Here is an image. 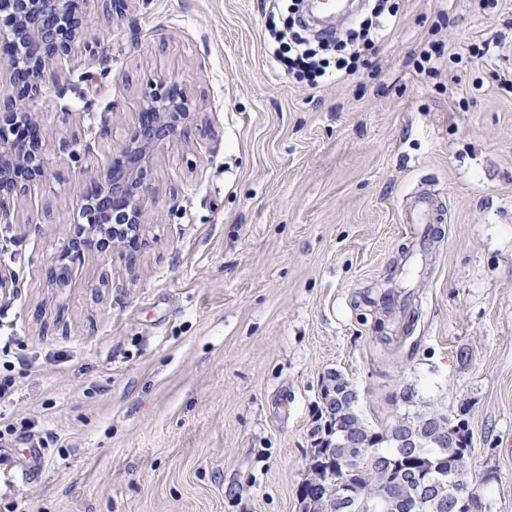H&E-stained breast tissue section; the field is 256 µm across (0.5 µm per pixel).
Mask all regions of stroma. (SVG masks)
<instances>
[{
    "label": "stroma",
    "mask_w": 512,
    "mask_h": 512,
    "mask_svg": "<svg viewBox=\"0 0 512 512\" xmlns=\"http://www.w3.org/2000/svg\"><path fill=\"white\" fill-rule=\"evenodd\" d=\"M369 65L314 89L274 69L263 0L91 5L103 56H75L25 101L56 139L45 175L0 223V512H302L321 385L341 372L371 423L404 386L472 432L495 473L483 512H512V0H392ZM436 40L437 75L413 55ZM488 54L452 62L465 44ZM195 117L159 154L146 246L71 260L89 178L126 137L148 76ZM114 109L111 134L100 115ZM441 219L420 252L409 199ZM46 448H42L36 442L32 447L28 448L26 457L28 458L27 465L20 470V477L24 481L35 479L41 469L46 455Z\"/></svg>",
    "instance_id": "stroma-1"
}]
</instances>
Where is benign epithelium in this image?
I'll return each instance as SVG.
<instances>
[{
	"instance_id": "7a95c632",
	"label": "benign epithelium",
	"mask_w": 512,
	"mask_h": 512,
	"mask_svg": "<svg viewBox=\"0 0 512 512\" xmlns=\"http://www.w3.org/2000/svg\"><path fill=\"white\" fill-rule=\"evenodd\" d=\"M90 0H0V68H6L17 99L0 103V222L8 224L15 203L27 183L45 173L44 156L68 150L56 142L17 101L40 91L59 66L77 49V30L84 26L79 3ZM191 119L190 100L184 89L166 78L151 79L143 93L137 123L125 142L91 180L80 209L86 225L81 239L71 236L64 253L50 268L49 278L62 285L69 277L65 260L98 250L97 238L106 233L110 250H134L142 244L144 213L141 199L148 190L154 164L164 146L181 137ZM472 503L467 485L452 484L448 507Z\"/></svg>"
}]
</instances>
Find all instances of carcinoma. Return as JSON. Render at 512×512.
I'll return each instance as SVG.
<instances>
[{"label":"carcinoma","mask_w":512,"mask_h":512,"mask_svg":"<svg viewBox=\"0 0 512 512\" xmlns=\"http://www.w3.org/2000/svg\"><path fill=\"white\" fill-rule=\"evenodd\" d=\"M419 394L412 386H406L396 394V401L405 407V413L396 415L389 421L372 425L362 416H353V403L349 400L337 401L336 409H329L325 402H320L317 410L316 425L312 430L313 439L310 467L320 469L319 481L309 483L305 490L313 501H323L333 491L345 489L355 494L354 507L357 512H378L373 507L375 497L380 493L377 480L383 473L391 475V479L410 478L418 485H425L431 480L442 476L477 487L469 475L468 466L460 463L470 457L469 444L466 442L468 422L463 418L448 419V425L460 433V440L453 446L429 444L424 447L425 458H416L413 465L403 464L401 453L397 447L400 420L417 419L429 412L441 413V410L427 404L418 409ZM362 426L374 439L377 452L367 459L362 455H353L349 460L342 459L345 440L351 438L357 427ZM391 512H421L416 495L409 490L403 494Z\"/></svg>","instance_id":"cac0c4a2"}]
</instances>
